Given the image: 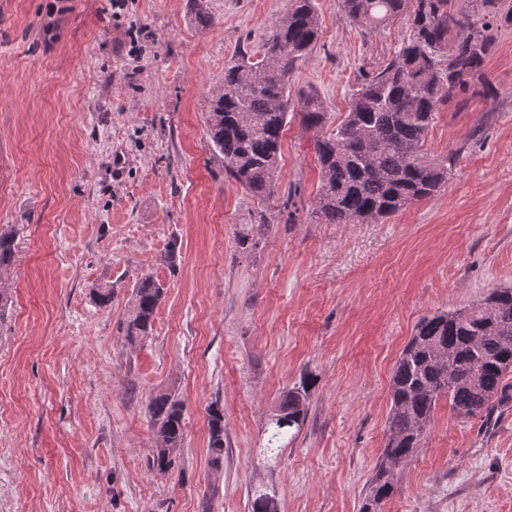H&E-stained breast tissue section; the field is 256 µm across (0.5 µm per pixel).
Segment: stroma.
<instances>
[{"label": "stroma", "instance_id": "stroma-1", "mask_svg": "<svg viewBox=\"0 0 512 512\" xmlns=\"http://www.w3.org/2000/svg\"><path fill=\"white\" fill-rule=\"evenodd\" d=\"M290 77L326 130L409 34L370 31L342 0ZM288 0H0V512H359L386 445L391 374L418 322L512 286V0L484 73L494 96L438 106L427 158L445 187L395 216L315 214L317 131L292 120L260 203L207 145L211 91L259 50ZM264 210L267 224L251 220ZM175 261H168V254ZM163 284L148 336L120 332L136 281ZM111 285V304L94 291ZM490 413L440 400L380 512H512V374ZM307 415L275 458L266 427L289 389ZM169 393L184 435L168 470L147 405ZM224 411V455L208 410ZM209 453L217 462L224 455V413L218 407L209 410Z\"/></svg>", "mask_w": 512, "mask_h": 512}]
</instances>
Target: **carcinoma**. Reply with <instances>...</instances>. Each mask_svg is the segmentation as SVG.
I'll return each mask as SVG.
<instances>
[{
    "label": "carcinoma",
    "instance_id": "cac0c4a2",
    "mask_svg": "<svg viewBox=\"0 0 512 512\" xmlns=\"http://www.w3.org/2000/svg\"><path fill=\"white\" fill-rule=\"evenodd\" d=\"M343 0L346 15L374 30L403 17L409 38L397 55L353 95L336 130L315 140L321 186L315 214L325 224H356L388 218L438 193L448 167L428 159L421 146L438 105L465 95L484 78L493 41L486 14L496 0ZM321 33L315 0H290L285 15L254 52L240 50L224 67V84L214 92L207 115L212 151L224 159L225 175L252 197L274 195L285 127L296 115L307 129L326 123L322 101L312 90L298 93L291 107L288 77L317 44ZM14 255L11 233L0 232V273ZM163 286L144 275L133 286L121 326L130 343L149 334ZM460 310L423 318L400 353L391 376V406L383 459L365 494L381 504L394 491L391 460L403 463L424 438L441 398L458 419L470 420L505 397L512 372V288H496ZM306 388H293L271 419L268 444L299 433L306 416ZM160 440L153 465L160 471L183 440V405L169 393L148 405ZM209 453L224 455V413L209 410Z\"/></svg>",
    "mask_w": 512,
    "mask_h": 512
}]
</instances>
